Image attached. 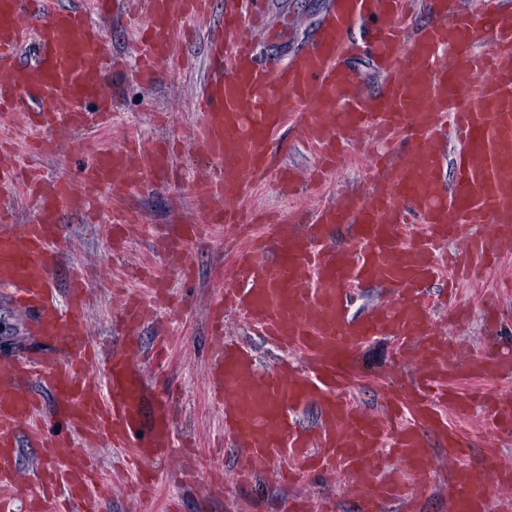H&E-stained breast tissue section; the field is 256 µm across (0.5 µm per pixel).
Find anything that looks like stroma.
<instances>
[{"label":"stroma","mask_w":512,"mask_h":512,"mask_svg":"<svg viewBox=\"0 0 512 512\" xmlns=\"http://www.w3.org/2000/svg\"><path fill=\"white\" fill-rule=\"evenodd\" d=\"M332 0H271L269 23L285 29L279 40H263L257 46L261 56L284 59L302 48L316 33ZM221 4H214L207 21L182 24L185 42L181 56L159 64V74L152 86L136 82L137 60L134 54V32L124 22H111L106 36L119 67L109 77L106 88L115 102L112 125L102 132L103 140L121 145L128 135H135L143 145L167 137L178 145L175 170L168 179L154 182L148 189L134 194L132 203L143 219L139 234L114 246L103 234L102 227L110 219L107 208H99L96 217L68 212L61 218L63 257L54 275L65 284L68 268L78 263L89 269L97 288L106 286L107 276L127 277L138 284L144 263L158 261L167 273L166 286L180 302L179 308H158L152 322L138 338L140 347H149L156 326L167 328L181 343L169 364L145 365L144 371L156 379L159 387L169 388L176 405L175 440L189 437L197 447L192 464L197 476L186 480L175 463L162 464L160 494L173 497L177 512H288L287 502L297 496L307 501L316 512H357V504L343 481L316 475L294 485L283 484L278 475L267 472L248 487L236 486L232 479L233 449L218 450L213 442L221 431V417L210 406L206 393L205 353L210 342L206 312L218 288L213 276L217 269L229 268L239 241L232 230L224 234H205L194 248L193 271L183 275L176 251L153 256L152 240L172 235L189 208V183L203 179L212 162L194 139L201 120L200 113L189 110L190 100L198 93L206 73L208 36L221 23ZM276 143L286 144L279 153L280 161L291 167L308 188L305 208L315 211L323 204L340 200L347 194H364L368 188L365 162L369 157L363 142L352 139L345 146L347 159L343 166L323 180L321 186L309 185L316 166L315 155L287 131H280ZM17 163L34 165L46 176L76 173L81 155L72 152L60 157L34 154L24 139L15 142ZM456 303L460 316L449 315L447 304H437L434 320L461 350L490 348L512 355V244L500 249V261L492 270L479 276L477 283H463ZM9 327L0 336V357H13L32 347L22 315L14 305L0 299V322ZM349 395L358 409L378 414L380 406L400 384L415 372L410 362L400 360L396 341L388 336H374L357 349L352 360ZM448 425L472 446L467 461L474 462L488 453L496 454L501 466L512 469V428L494 426L484 405L475 403L461 410H448ZM103 477L101 512H147V503L130 496L124 471L114 462L111 448L95 453ZM455 468L444 449L433 451L432 468L424 486L407 487L404 496L388 504L386 512H450L449 481Z\"/></svg>","instance_id":"1"}]
</instances>
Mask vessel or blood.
Instances as JSON below:
<instances>
[{
    "instance_id": "obj_1",
    "label": "vessel or blood",
    "mask_w": 512,
    "mask_h": 512,
    "mask_svg": "<svg viewBox=\"0 0 512 512\" xmlns=\"http://www.w3.org/2000/svg\"><path fill=\"white\" fill-rule=\"evenodd\" d=\"M423 3L433 21L412 33L410 0H334L316 39L282 62L254 47L268 0H224V26L209 39L208 76L197 98L198 138L214 173L189 190L184 240H198L208 224L241 223L252 182L295 196L293 178L271 148L284 123L326 171L335 170L336 139L346 132L405 145L398 157L376 158L367 194L324 207L305 232L265 241L251 231L213 298L207 387L224 419V439L236 450L238 483L270 469L288 483L317 471L345 472L362 512H381L406 480L427 475L431 436L440 435L450 458L461 455L441 415L461 403L450 388L459 368L476 378L512 372V358L477 351L459 360L422 301L425 286L441 274L436 246L454 241L463 225L483 230L469 236L465 257H449L458 278L491 267L512 242V19L502 16L501 0H482L471 12L453 0ZM122 4L94 0L88 10L57 0H0L1 129H26L44 149L66 154L76 144L59 128L79 133L110 125L106 80L116 62L94 18L119 14ZM209 7L210 0H143L135 43L141 83L151 84L156 63L177 50V23L203 18ZM362 47L383 76L379 92L365 91L345 64ZM447 152L456 173L451 184L441 164ZM85 154L78 175L46 180L22 174L0 151V283L26 311L30 335L60 353L0 359V512H14L21 441L40 450L28 512H99L88 449L100 443L124 453L139 499L154 501L153 465L172 453L171 403L152 396L133 350L92 340L86 323L93 286L83 267L73 268L63 291L54 270L63 213H88L104 201L112 214L107 235L129 233L141 221L132 195L165 178L173 156L161 144H90ZM16 190L35 203L28 219L11 198ZM407 201L421 218L419 230L407 228ZM331 224L353 227L348 249L322 243ZM346 281L387 285L390 298L364 318H350ZM108 303L135 336L147 320L139 292L110 289ZM228 309L276 348L307 356L309 373L261 367L245 342L224 339ZM378 335L398 337L419 365L382 421L356 411L339 389L352 353ZM37 383L49 402L35 393ZM309 404L320 411L315 426L290 418L291 409ZM492 483L504 491L495 502L487 491ZM453 487L454 512H512V472L496 456L457 469Z\"/></svg>"
}]
</instances>
